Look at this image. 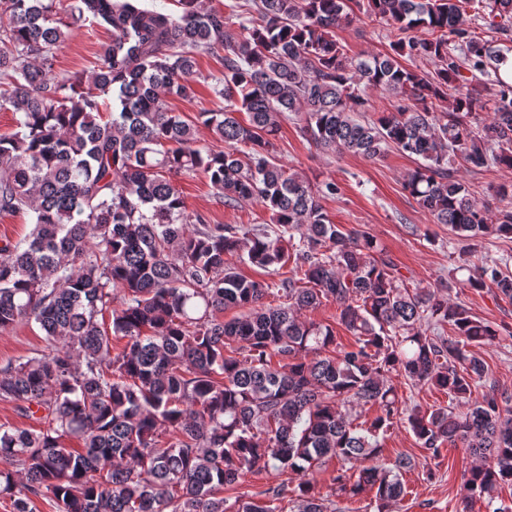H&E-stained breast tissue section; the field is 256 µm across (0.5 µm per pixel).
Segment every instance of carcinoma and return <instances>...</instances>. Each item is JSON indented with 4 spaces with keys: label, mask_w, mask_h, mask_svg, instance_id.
<instances>
[{
    "label": "carcinoma",
    "mask_w": 512,
    "mask_h": 512,
    "mask_svg": "<svg viewBox=\"0 0 512 512\" xmlns=\"http://www.w3.org/2000/svg\"><path fill=\"white\" fill-rule=\"evenodd\" d=\"M353 1L401 33L392 53L347 56L334 29L354 20ZM175 2L177 13L145 0H0V110L15 115L0 135V213L32 224L25 244L0 246V332L33 321L48 349L0 368V400L40 423L0 425V496L14 512L41 497L56 512H278L281 485L224 498L274 470L300 477L294 512H335L332 497L363 494L388 512L409 494L411 466L382 457L380 437L404 413L396 375L448 395L446 407L408 409V428L434 457L468 449L477 464L461 502L493 505L512 485V394L472 398L488 368L471 348L499 329L409 287L368 232H342L322 204L339 184L281 164L272 139L291 112L317 148L416 156L403 189L465 251L488 233L511 239L512 186L493 190V208L448 169L457 158L512 169V84L489 83L493 113L476 121L475 86L497 73L501 49L465 27L463 0H246L238 34L202 0ZM485 8L509 36L512 0ZM86 23L109 35L90 74L52 75L55 51ZM419 27L433 37L406 35ZM202 53L223 66L213 92L224 106L169 111L167 97H195ZM403 56L435 69L403 67ZM368 87L393 110L365 118ZM201 125L224 149L198 144ZM181 175L203 176L225 205L259 203L275 230L187 212ZM240 254L263 270L291 261V275L275 287L249 279L230 262ZM463 287L512 302V268L486 262ZM324 302L350 346L307 318ZM227 307L243 313L224 321ZM114 336L127 339L119 352ZM366 406L376 415L359 424ZM332 460L327 497L315 473Z\"/></svg>",
    "instance_id": "obj_1"
}]
</instances>
